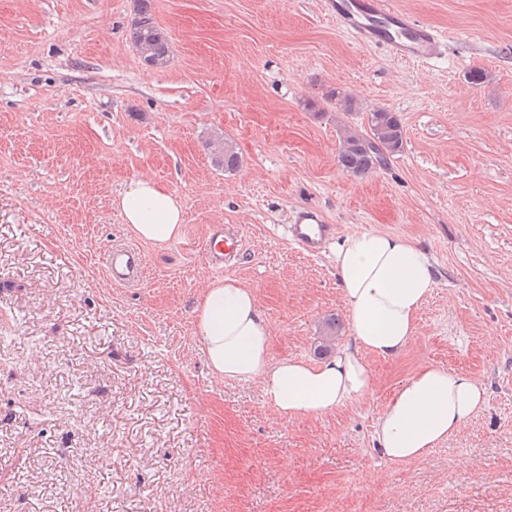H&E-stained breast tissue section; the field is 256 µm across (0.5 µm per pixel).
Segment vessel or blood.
Here are the masks:
<instances>
[{
	"instance_id": "obj_1",
	"label": "vessel or blood",
	"mask_w": 512,
	"mask_h": 512,
	"mask_svg": "<svg viewBox=\"0 0 512 512\" xmlns=\"http://www.w3.org/2000/svg\"><path fill=\"white\" fill-rule=\"evenodd\" d=\"M325 6L358 41L386 46L396 57L423 61L442 51L440 36L434 29L391 8L388 0H326ZM329 230L319 212L304 207L296 212L289 226L292 242L309 255L321 253ZM241 243V237L227 235L223 226L217 224L206 238V253L220 265L227 256L239 252ZM104 267L113 285L134 288L145 276L146 259L136 245L115 244L105 253Z\"/></svg>"
}]
</instances>
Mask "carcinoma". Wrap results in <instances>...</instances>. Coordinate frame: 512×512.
<instances>
[{"mask_svg":"<svg viewBox=\"0 0 512 512\" xmlns=\"http://www.w3.org/2000/svg\"><path fill=\"white\" fill-rule=\"evenodd\" d=\"M129 38L139 53L166 67L171 50L167 36L152 13L150 0H136V9L129 26ZM405 135L397 113L380 108L370 113L368 128L359 130L348 126L343 129L338 162L343 170L366 177L384 167L390 158L403 152ZM212 162L231 174L239 168L241 157L232 140L220 135L208 143Z\"/></svg>","mask_w":512,"mask_h":512,"instance_id":"1","label":"carcinoma"}]
</instances>
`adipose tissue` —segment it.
<instances>
[{
	"mask_svg": "<svg viewBox=\"0 0 512 512\" xmlns=\"http://www.w3.org/2000/svg\"><path fill=\"white\" fill-rule=\"evenodd\" d=\"M114 205L144 241L163 246L181 234L184 208L154 179L131 181ZM334 255L353 338L323 362L273 358L271 324L260 313L253 289L237 279L208 283L196 304L199 343L211 372L222 379L259 382L286 421L322 416L345 402L368 399L375 378L367 354H400L437 286L427 254L395 234L347 235ZM486 403L485 387L472 376L421 367L386 401L375 423L374 445L393 463L423 461Z\"/></svg>",
	"mask_w": 512,
	"mask_h": 512,
	"instance_id": "obj_1",
	"label": "adipose tissue"
}]
</instances>
